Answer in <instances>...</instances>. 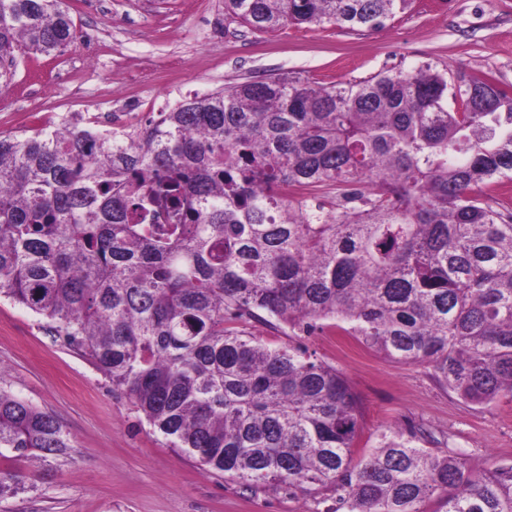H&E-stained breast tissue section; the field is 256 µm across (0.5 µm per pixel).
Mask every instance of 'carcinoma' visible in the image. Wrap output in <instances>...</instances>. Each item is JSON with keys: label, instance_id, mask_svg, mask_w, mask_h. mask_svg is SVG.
Returning <instances> with one entry per match:
<instances>
[{"label": "carcinoma", "instance_id": "obj_1", "mask_svg": "<svg viewBox=\"0 0 512 512\" xmlns=\"http://www.w3.org/2000/svg\"><path fill=\"white\" fill-rule=\"evenodd\" d=\"M63 0H0V89L19 55L74 43ZM410 0H224L259 32L377 30ZM457 105L451 110L448 103ZM0 136V298L87 357L168 446L326 512H512V465L389 430L356 461L361 408L333 366L236 323L338 327L467 404L512 398V90L426 65L338 87L278 75L189 95L142 126ZM372 188L361 189L365 183ZM304 186L326 206L276 191ZM73 444L0 386V512ZM510 187V193L508 189ZM482 190L493 197V207L507 214L512 212V181H503L501 183H492L483 187Z\"/></svg>", "mask_w": 512, "mask_h": 512}]
</instances>
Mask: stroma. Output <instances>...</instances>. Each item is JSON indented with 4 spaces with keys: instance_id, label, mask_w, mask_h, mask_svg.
<instances>
[{
    "instance_id": "1",
    "label": "stroma",
    "mask_w": 512,
    "mask_h": 512,
    "mask_svg": "<svg viewBox=\"0 0 512 512\" xmlns=\"http://www.w3.org/2000/svg\"><path fill=\"white\" fill-rule=\"evenodd\" d=\"M63 7L76 42L56 56L18 57L13 84L0 92L1 135L33 133L48 112L89 114L103 128L137 126L151 116L127 114L138 101L172 103L285 73L329 87L428 64L512 87V0H413L372 32L333 24L257 32L225 20L223 0H64ZM244 329L275 347L302 346L343 373L363 408L355 457L396 427L465 454L478 472L512 463V399L465 404L430 369L384 360L335 330ZM0 385L53 414L74 445L37 492L10 500L13 512H314L312 500L278 486L250 488L202 471L90 361L5 299Z\"/></svg>"
}]
</instances>
